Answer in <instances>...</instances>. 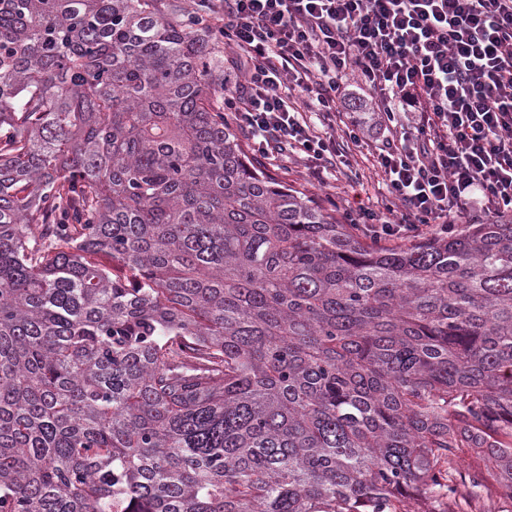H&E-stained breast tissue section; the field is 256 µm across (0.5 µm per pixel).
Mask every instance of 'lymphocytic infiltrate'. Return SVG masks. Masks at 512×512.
Listing matches in <instances>:
<instances>
[{
  "label": "lymphocytic infiltrate",
  "instance_id": "lymphocytic-infiltrate-1",
  "mask_svg": "<svg viewBox=\"0 0 512 512\" xmlns=\"http://www.w3.org/2000/svg\"><path fill=\"white\" fill-rule=\"evenodd\" d=\"M230 53L224 109L267 159L336 166L337 137L373 149L394 199L347 219L376 240L512 216V0H203ZM365 91L388 135L314 129Z\"/></svg>",
  "mask_w": 512,
  "mask_h": 512
}]
</instances>
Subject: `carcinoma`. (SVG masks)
<instances>
[{
    "label": "carcinoma",
    "instance_id": "cac0c4a2",
    "mask_svg": "<svg viewBox=\"0 0 512 512\" xmlns=\"http://www.w3.org/2000/svg\"><path fill=\"white\" fill-rule=\"evenodd\" d=\"M512 221L369 244L249 161L175 0H0V512H512Z\"/></svg>",
    "mask_w": 512,
    "mask_h": 512
}]
</instances>
